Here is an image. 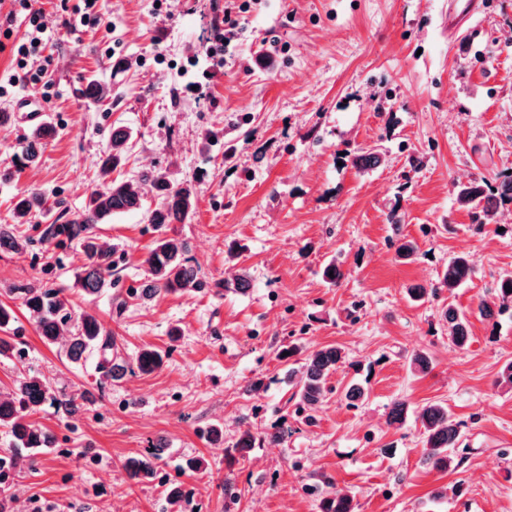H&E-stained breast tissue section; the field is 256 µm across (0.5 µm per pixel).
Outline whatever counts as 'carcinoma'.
<instances>
[{"instance_id": "cac0c4a2", "label": "carcinoma", "mask_w": 512, "mask_h": 512, "mask_svg": "<svg viewBox=\"0 0 512 512\" xmlns=\"http://www.w3.org/2000/svg\"><path fill=\"white\" fill-rule=\"evenodd\" d=\"M108 84L97 79L87 82L84 97L90 103L104 100L110 95ZM53 128L45 124L36 128L21 154L14 158V165L30 167L37 163L40 141L51 135ZM130 132L123 127L112 128L110 134L111 149L100 161V177L104 188L94 190L85 203L80 217L62 224H52L46 230L49 239L63 241L79 240L85 255V263L77 276V284L84 295H100L112 287V272L124 260V253L117 247H110L88 233L92 224H106L112 218L143 208L142 195L128 182L107 181L113 170L120 166L126 157ZM153 189L159 196V205L148 212V222L156 227L165 224H182L193 211V199L189 188L172 183L165 175H148ZM457 201L475 210L476 224L485 226L490 223L499 204L512 202V177L502 181L498 187L489 191L477 180L458 186ZM46 200L39 193H27L18 197L15 203L16 217L24 218L34 211L45 207ZM187 243L177 239L160 237L143 259L146 280L136 290L143 299H152L161 294H184L200 292L208 287L215 292L227 286L217 282L213 285L201 280L198 270L187 256ZM472 265L470 257L457 255L448 261L442 274L439 287L429 290L412 287L409 294L416 300L435 296L438 288L453 291L470 278ZM22 301L35 322L41 338L48 344L65 340V356L79 363L84 355L94 354L98 358V370L102 378L110 383L122 379L135 371L148 375L162 368L166 354L146 347L138 352L131 361L114 352L115 341L112 331L95 316L86 314L81 317L77 328H71L72 313L67 300L60 296L55 288H23ZM495 297L504 306L512 303V275L501 277L494 288ZM442 320L448 325V337L452 344L464 347L469 340L468 320L466 316L452 306L442 309ZM344 363L343 351L338 346H326L313 351L305 358L298 372H288V380L294 392V413L311 424L314 412L324 401L330 389L327 381L332 372ZM91 403L90 395H60L43 378L28 373L17 380L12 394L0 398V428L9 433L11 444L0 454V512H7L10 478L17 469L27 464H38L44 450L56 445V437L45 428L31 421L30 416L44 406H60L68 415L81 414ZM423 428L424 444L427 448V460L440 470L451 467L456 450L460 447L461 430L443 403L425 405L418 414ZM260 440L251 428L240 432L235 443L236 452L248 454ZM165 448L160 444L144 449L143 452L128 457L122 464L126 479L131 484L152 482L157 476V461L161 459ZM321 512H354L353 500L346 494L336 493L321 500Z\"/></svg>"}]
</instances>
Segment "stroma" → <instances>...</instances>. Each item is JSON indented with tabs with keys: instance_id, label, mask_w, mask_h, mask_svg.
I'll use <instances>...</instances> for the list:
<instances>
[{
	"instance_id": "35a3bbf8",
	"label": "stroma",
	"mask_w": 512,
	"mask_h": 512,
	"mask_svg": "<svg viewBox=\"0 0 512 512\" xmlns=\"http://www.w3.org/2000/svg\"><path fill=\"white\" fill-rule=\"evenodd\" d=\"M489 2L452 39L442 26L448 0H96L103 26L81 23L86 0H36L48 27L28 66L39 80L0 96V112L41 103L0 126V169L14 170L0 182V224L21 244L0 251V304L13 309L7 336L25 351L0 359V394L29 370L59 391H92L94 401L74 419L49 407L35 414L57 443L37 470L16 472L15 512H168L159 482L128 483L122 469L153 442L166 447L160 475L194 491L184 512H319L336 492L352 497L355 512H512V386L500 381L512 361V309L490 320L478 313L512 274V202L479 231L455 200L456 185L512 175V0ZM14 8L0 0L2 80L16 73L28 36ZM223 20L231 41L216 70L200 45ZM92 76L111 83V99L87 104ZM42 123L57 134L40 163L14 168ZM115 125L132 132L117 178L138 185L152 208L141 176L165 173L191 189L195 206L182 224L158 228L141 211L92 225L125 259L113 287L89 298L76 282L79 242L59 246L45 231L83 210ZM371 148L380 164L353 167L351 157ZM28 191L47 207L21 223L12 201ZM165 235L187 242L204 280L244 269L250 289L133 298L144 255ZM398 237L416 241L418 255L397 257ZM459 254L473 266L460 288L425 301L408 295L437 286ZM332 260L344 272L333 286L322 278ZM23 286L59 289L73 314L97 315L126 358L168 350L163 367L97 388L95 358L72 364L63 343L41 339ZM447 305L469 319L464 348L448 339ZM291 344L298 354L279 360ZM330 345L345 362L308 426L289 401L288 368ZM417 352L430 357L428 373L410 370ZM355 377L368 395L353 409L343 389ZM258 378L263 386L251 390ZM397 400L408 406L399 428L387 423ZM434 402L463 424L466 450L445 471L427 461L417 419ZM213 425L223 430L216 442L204 434ZM283 425L282 442L232 459L241 430ZM194 458L207 461L204 474L185 472ZM444 487L448 496L435 498Z\"/></svg>"
}]
</instances>
